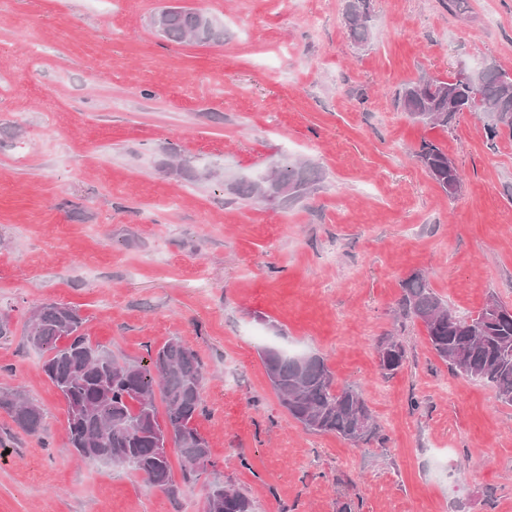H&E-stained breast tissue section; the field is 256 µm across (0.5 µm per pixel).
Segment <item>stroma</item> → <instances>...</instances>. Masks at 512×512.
<instances>
[{"instance_id": "stroma-1", "label": "stroma", "mask_w": 512, "mask_h": 512, "mask_svg": "<svg viewBox=\"0 0 512 512\" xmlns=\"http://www.w3.org/2000/svg\"><path fill=\"white\" fill-rule=\"evenodd\" d=\"M346 0H0V387L44 410L40 434L0 410V512H202L212 484L254 512H512V405L456 375L421 322L395 317L423 274L449 310L512 307V135L479 114L450 129L398 103L419 76L495 64L512 76V0H371L356 44ZM184 6L220 43L161 37ZM442 147L448 195L421 165ZM227 176L315 164L302 199L269 205L173 172L172 150ZM79 310L92 342L147 360L176 337L205 373L199 431L214 465L176 496L66 449V406L23 334L30 310ZM399 337L394 375L377 347ZM323 357L357 386L377 429L355 446L281 406L261 342ZM251 469H243L241 458ZM417 157L428 170L431 177L448 194V186L459 184V175L456 167L448 164V153L432 142H422Z\"/></svg>"}]
</instances>
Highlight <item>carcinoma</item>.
<instances>
[{
    "label": "carcinoma",
    "instance_id": "obj_1",
    "mask_svg": "<svg viewBox=\"0 0 512 512\" xmlns=\"http://www.w3.org/2000/svg\"><path fill=\"white\" fill-rule=\"evenodd\" d=\"M158 33L169 41L204 45L224 40V30L201 12L183 8L161 11ZM345 16L353 41L364 44L370 37L369 0H348ZM477 81L464 83L431 78L436 87L452 88L456 101L471 112L483 114L484 136L493 141L502 132L512 135V77L492 66L478 71ZM402 109L419 114L418 122L450 128L461 109L448 105V92L429 93L411 81L400 94ZM178 158L175 169L189 178H205L224 184V168L215 164L203 169L190 159ZM417 157L443 190L459 184L457 168L448 164V153L431 142H422ZM272 177L253 181L236 179L228 190L243 200L297 201L319 180V170L308 162L282 159L270 165ZM399 301L402 317L420 321L435 354L449 368L470 380L494 389L498 400L512 405V315L508 307L490 298L475 315L460 317L417 273L403 285ZM27 342L44 353L42 371L66 404L67 450L92 463L131 469L154 486L174 490L166 442L172 441L190 483L207 467L215 466L208 441L198 429L203 411L204 369L197 354L180 339L168 340L149 363L121 362L112 350L94 344L85 333L84 319L66 304H44L25 322ZM274 392L288 415L305 429L332 433L360 444L376 426L371 410L358 389L339 384L324 358L288 353L276 345L258 349ZM381 369L387 375L400 370L406 349L396 339L378 345ZM166 407L159 422L156 400ZM0 410L27 434L42 429V407L20 389L0 387ZM205 512H254L253 502L240 489L212 486Z\"/></svg>",
    "mask_w": 512,
    "mask_h": 512
}]
</instances>
